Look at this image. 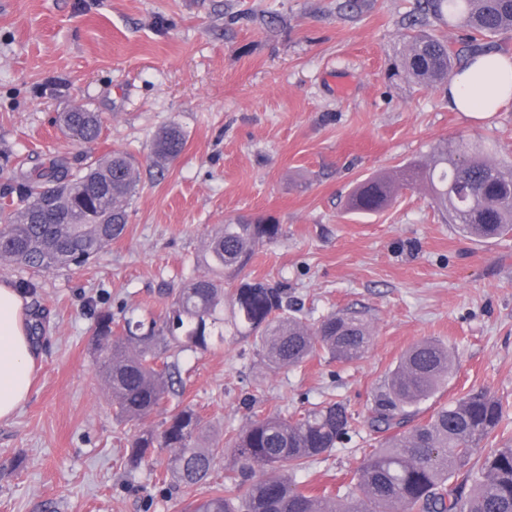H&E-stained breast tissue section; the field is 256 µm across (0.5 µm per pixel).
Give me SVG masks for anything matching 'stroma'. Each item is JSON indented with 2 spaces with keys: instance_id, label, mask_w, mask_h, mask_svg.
<instances>
[{
  "instance_id": "stroma-1",
  "label": "stroma",
  "mask_w": 512,
  "mask_h": 512,
  "mask_svg": "<svg viewBox=\"0 0 512 512\" xmlns=\"http://www.w3.org/2000/svg\"><path fill=\"white\" fill-rule=\"evenodd\" d=\"M415 0H0V150L26 167L56 154L126 151L142 164L124 235L81 268L32 281L28 314L42 330L28 400L0 421V512H185L223 489L232 451L203 484L161 485L168 452L127 466L133 426L119 423L93 351L92 306L114 317L160 315L167 289L202 275L197 256L217 224L264 217L281 236L224 278L287 287L301 318L365 311L364 357L320 354L273 370L252 338L224 326L223 342L178 357L175 389L222 443L252 416L330 400L366 415L376 387L413 345L436 340L454 368L421 404L422 417L472 391L504 416L481 453L512 438V233L472 241L445 223L421 185L400 186L374 214L349 211L365 179L427 163L460 138L512 161V106L475 121L450 111L440 89L398 76ZM84 105L103 130L91 147L62 134L59 112ZM185 134L181 154L151 168L155 134ZM376 441L349 438L298 474L315 495L347 486Z\"/></svg>"
}]
</instances>
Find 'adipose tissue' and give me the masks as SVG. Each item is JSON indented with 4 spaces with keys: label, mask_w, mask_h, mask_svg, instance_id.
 I'll list each match as a JSON object with an SVG mask.
<instances>
[{
    "label": "adipose tissue",
    "mask_w": 512,
    "mask_h": 512,
    "mask_svg": "<svg viewBox=\"0 0 512 512\" xmlns=\"http://www.w3.org/2000/svg\"><path fill=\"white\" fill-rule=\"evenodd\" d=\"M451 111L484 120L512 106V57L485 54L451 77L444 93ZM35 352L20 293L0 282V421L12 418L28 399Z\"/></svg>",
    "instance_id": "adipose-tissue-1"
}]
</instances>
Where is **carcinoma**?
<instances>
[{"label":"carcinoma","mask_w":512,"mask_h":512,"mask_svg":"<svg viewBox=\"0 0 512 512\" xmlns=\"http://www.w3.org/2000/svg\"><path fill=\"white\" fill-rule=\"evenodd\" d=\"M461 17L470 35L455 49L426 31L433 22ZM403 54L407 80L424 88L445 85L457 62L489 50L486 38L512 30V0H417ZM61 131L80 145L101 134L99 113L88 107L62 112ZM185 135L176 125L157 132L152 166L161 169L176 158ZM404 183L424 184L448 223L458 233L488 241L512 233V163L486 159L479 142L460 141L443 148L428 164L400 171ZM140 182L139 165L126 152L85 157L80 168L49 155L39 165L18 164L0 185V265L33 273L83 267L119 239L128 223V206ZM456 193L448 194V186ZM395 180L372 177L351 193L349 209L377 213L393 200ZM278 224L263 219L221 224L208 236L197 257L207 270L171 290L162 321L127 318L123 334L112 335V313L94 311L96 360L116 417L137 425L178 396L174 376L178 354L224 341V272L242 270L256 246L277 239ZM283 288L244 282L232 299V325L239 335L254 336L274 369L301 366L322 352L342 361L362 358L370 348L366 314L348 311L324 317L315 328L297 316ZM452 371L448 349L435 341L410 348L374 392L366 423L382 435L380 449L364 462L354 486L339 496L317 497L305 491L297 473L345 439L358 418L341 401L299 413H277L250 420L229 437L240 467L224 481V493L192 502L190 512H512V441L480 458V442L499 426L502 404L488 393H471L437 408L403 435L388 432L414 419L417 406L432 397ZM205 425L189 405H176L159 430H137L127 465L135 469L154 448L170 449L167 471L190 487L205 480L218 448L203 445ZM281 474L259 476L256 468ZM465 473L472 492L449 486Z\"/></svg>","instance_id":"1"}]
</instances>
